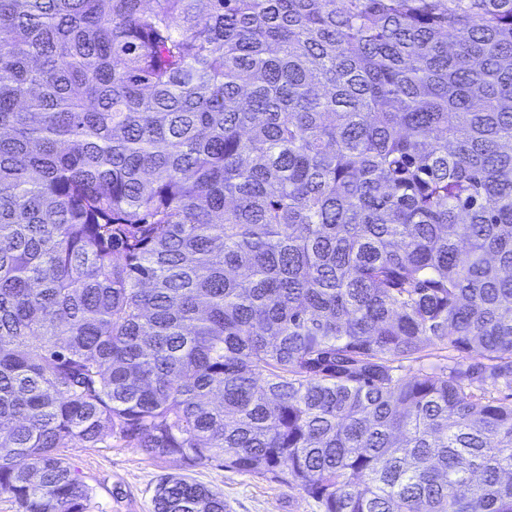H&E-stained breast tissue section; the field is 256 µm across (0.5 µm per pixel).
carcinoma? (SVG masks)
Returning <instances> with one entry per match:
<instances>
[{
	"label": "carcinoma",
	"instance_id": "carcinoma-1",
	"mask_svg": "<svg viewBox=\"0 0 512 512\" xmlns=\"http://www.w3.org/2000/svg\"><path fill=\"white\" fill-rule=\"evenodd\" d=\"M112 437L512 512V0H0V494Z\"/></svg>",
	"mask_w": 512,
	"mask_h": 512
}]
</instances>
